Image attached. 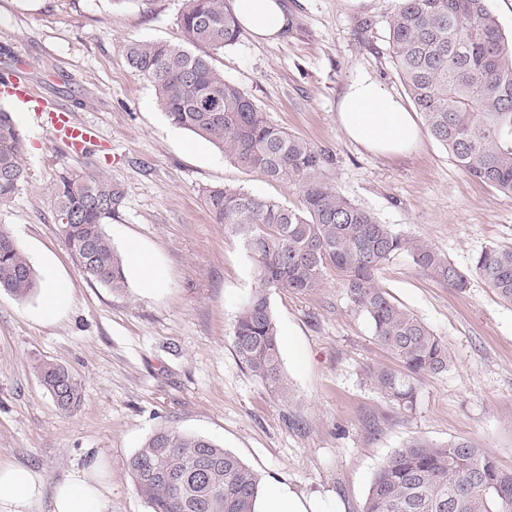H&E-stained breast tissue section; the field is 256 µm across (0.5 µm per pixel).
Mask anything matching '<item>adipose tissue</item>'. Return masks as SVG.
Returning <instances> with one entry per match:
<instances>
[{
  "label": "adipose tissue",
  "mask_w": 512,
  "mask_h": 512,
  "mask_svg": "<svg viewBox=\"0 0 512 512\" xmlns=\"http://www.w3.org/2000/svg\"><path fill=\"white\" fill-rule=\"evenodd\" d=\"M234 14L258 40L278 41L287 19L280 0H233ZM339 123L345 134L371 152L399 155L421 140V130L401 98L382 83L361 75L349 85L340 104ZM105 476L100 457H92L52 493V512H107L102 490ZM44 493V481L18 464L0 465V512H32ZM255 512H339L330 495L305 496L284 483L261 491Z\"/></svg>",
  "instance_id": "ef3b65f1"
}]
</instances>
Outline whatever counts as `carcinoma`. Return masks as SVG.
Instances as JSON below:
<instances>
[{
    "label": "carcinoma",
    "instance_id": "cac0c4a2",
    "mask_svg": "<svg viewBox=\"0 0 512 512\" xmlns=\"http://www.w3.org/2000/svg\"><path fill=\"white\" fill-rule=\"evenodd\" d=\"M185 43L130 40L129 66L155 90L175 126L209 142L245 171L289 182L302 194L295 209L240 187H211L203 203L256 264L260 286L233 327L239 360L282 402L292 392L283 371L269 295L307 293L328 268L345 276L348 300L374 338L402 369L367 366L364 376L402 412L414 410L422 378L448 371V343L380 285L381 266L407 253L427 275L463 291L474 275L512 304V246L492 243L471 274L428 243L408 239L342 195L325 171L332 156L273 125L239 86L224 79L214 56L234 44L240 24L228 0H184ZM389 44L396 71L431 136L470 178L512 195V35L488 0H393ZM23 141L12 114L0 108V205L25 179ZM123 201L121 185L95 174L61 173L55 217L79 270L114 292L127 288L125 262L104 225ZM39 275L13 236L0 227V291L26 299ZM36 373L62 411L82 398V385L58 364ZM137 494L151 512H254L260 476L234 453L198 435L160 430L131 457ZM363 512H512V470L468 441L414 437L373 475Z\"/></svg>",
    "mask_w": 512,
    "mask_h": 512
}]
</instances>
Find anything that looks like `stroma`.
I'll return each instance as SVG.
<instances>
[{
  "mask_svg": "<svg viewBox=\"0 0 512 512\" xmlns=\"http://www.w3.org/2000/svg\"><path fill=\"white\" fill-rule=\"evenodd\" d=\"M288 35L270 44L241 31L214 61L268 120L333 157L326 176L347 198L403 236L446 254L462 272L494 242L512 245V196L462 172L430 135L410 152H370L338 120L350 83L367 75L407 92L389 46L392 0H281ZM183 0H0V76L27 66L47 103L94 132L82 154L55 144L33 113H15L25 179L0 207L7 229L40 275L63 281L68 307L53 320L40 296L0 291V462L43 477L46 489L100 456L109 512H149L131 456L155 432L205 436L262 478L299 493L330 494L362 512L374 472L415 436L472 441L512 470V304L478 278L457 291L405 253L379 280L398 304L448 343L453 367L423 378L413 411L400 412L363 375L397 367L350 305L343 276L327 270L306 294L274 292L270 305L293 397L281 403L236 356V316L258 288L254 261L214 223L205 189L241 187L298 208L295 186L239 169L210 143L171 124L152 85L128 65L132 39L184 40ZM120 183L124 199L106 231L117 250L136 241L160 279L127 270L115 293L75 265L55 220L62 171ZM308 357L298 365L297 352ZM63 365L81 383L80 406L61 411L34 367Z\"/></svg>",
  "mask_w": 512,
  "mask_h": 512,
  "instance_id": "stroma-1",
  "label": "stroma"
}]
</instances>
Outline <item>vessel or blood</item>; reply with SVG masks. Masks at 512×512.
Wrapping results in <instances>:
<instances>
[{
  "instance_id": "1",
  "label": "vessel or blood",
  "mask_w": 512,
  "mask_h": 512,
  "mask_svg": "<svg viewBox=\"0 0 512 512\" xmlns=\"http://www.w3.org/2000/svg\"><path fill=\"white\" fill-rule=\"evenodd\" d=\"M0 95L24 104L29 111L35 112L43 125L49 130L54 141L79 153L93 142V132L86 125L75 120L67 109L49 105L33 90L24 72H16L0 82Z\"/></svg>"
}]
</instances>
